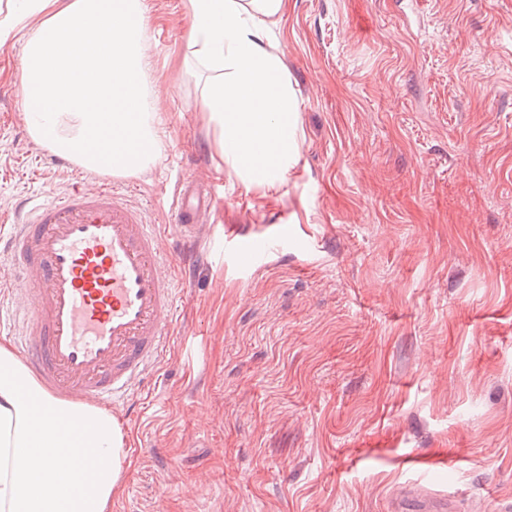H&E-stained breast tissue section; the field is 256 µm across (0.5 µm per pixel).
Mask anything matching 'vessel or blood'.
Segmentation results:
<instances>
[{
	"label": "vessel or blood",
	"instance_id": "obj_1",
	"mask_svg": "<svg viewBox=\"0 0 512 512\" xmlns=\"http://www.w3.org/2000/svg\"><path fill=\"white\" fill-rule=\"evenodd\" d=\"M63 196L25 202L0 256L14 263V281L28 303L11 326L46 396L96 404L127 399L171 340L179 288L159 269L173 256L148 210L126 189L94 172L75 171ZM211 196L192 182L177 185L170 203L182 248L196 250L198 222ZM394 512H452L448 498L406 489Z\"/></svg>",
	"mask_w": 512,
	"mask_h": 512
}]
</instances>
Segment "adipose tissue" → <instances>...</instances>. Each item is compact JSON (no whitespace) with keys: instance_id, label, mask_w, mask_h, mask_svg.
Wrapping results in <instances>:
<instances>
[{"instance_id":"adipose-tissue-1","label":"adipose tissue","mask_w":512,"mask_h":512,"mask_svg":"<svg viewBox=\"0 0 512 512\" xmlns=\"http://www.w3.org/2000/svg\"><path fill=\"white\" fill-rule=\"evenodd\" d=\"M190 19L186 65L203 78V110L227 173L275 191L299 161L298 101L269 41L288 0H181ZM146 0H0V47L23 41L14 76L32 139L91 171L145 170L161 145L146 81ZM42 388L0 340V512H112L130 466L111 411L64 402L48 413ZM84 455L82 467L73 451Z\"/></svg>"}]
</instances>
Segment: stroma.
Masks as SVG:
<instances>
[{"instance_id":"1","label":"stroma","mask_w":512,"mask_h":512,"mask_svg":"<svg viewBox=\"0 0 512 512\" xmlns=\"http://www.w3.org/2000/svg\"><path fill=\"white\" fill-rule=\"evenodd\" d=\"M156 161L125 177L169 229L176 180L219 181L175 342L134 412L112 512H389L410 486L512 512V0H288L270 37L300 107L276 192L217 170L179 0H148ZM0 48V235L66 192ZM287 243L260 260L244 239Z\"/></svg>"}]
</instances>
